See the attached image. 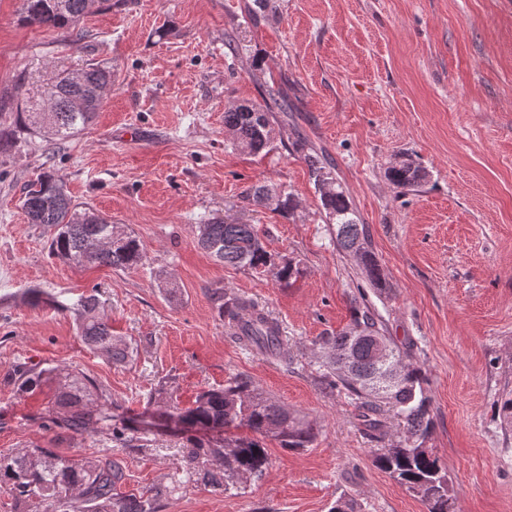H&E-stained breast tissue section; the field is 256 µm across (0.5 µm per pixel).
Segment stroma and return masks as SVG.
I'll return each mask as SVG.
<instances>
[{
    "label": "stroma",
    "mask_w": 512,
    "mask_h": 512,
    "mask_svg": "<svg viewBox=\"0 0 512 512\" xmlns=\"http://www.w3.org/2000/svg\"><path fill=\"white\" fill-rule=\"evenodd\" d=\"M250 23L253 0H118L90 10L85 37L26 24L21 0H0V97L18 77L37 85L89 61L112 69L94 122L55 152L41 143L0 153V453L36 445L62 457L117 462L118 488L138 495L178 482L161 512H427L421 497L380 469L345 390L324 384L319 339L350 325L365 295L410 362L426 373L427 442L448 473L459 512H512V0H274ZM235 36L229 50L226 36ZM289 109L273 115L258 154L236 149L224 113L262 104L266 86ZM312 148L367 224L386 287L365 288L336 246L303 159ZM428 171L415 190L386 168L400 153ZM74 200L135 234L145 265L115 272L52 258L51 233L28 223L21 189L46 170ZM281 185L287 215L245 201ZM216 217L257 225L276 259L300 273L214 261L197 227ZM67 301L93 293L112 334L132 349L111 361L80 336L74 315L31 305L30 289ZM243 294L275 319L284 357L239 343L214 289ZM90 378L115 415L150 412L148 446L120 448L111 430L80 438L50 425L55 387L24 393L19 370ZM245 378L309 424L298 450L265 438L269 464L245 493L181 480L191 439L248 436L169 417L204 391Z\"/></svg>",
    "instance_id": "35a3bbf8"
}]
</instances>
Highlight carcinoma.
<instances>
[{"instance_id":"carcinoma-1","label":"carcinoma","mask_w":512,"mask_h":512,"mask_svg":"<svg viewBox=\"0 0 512 512\" xmlns=\"http://www.w3.org/2000/svg\"><path fill=\"white\" fill-rule=\"evenodd\" d=\"M89 8L90 0H22L21 14L29 25L65 29L80 41L84 34L77 25ZM111 81V70L96 63L75 71L59 70L35 91L19 78L15 87L16 121L9 131L12 144H26L38 135L55 146L68 140L95 119ZM263 101L262 106L238 105L224 112V127L231 132L233 145L253 154L271 142V113L280 110L282 99L276 90L269 89ZM304 160L321 208L336 224V246L357 260L361 274L372 287H386L365 225L349 198L316 153L305 154ZM426 176L425 168L410 158L393 163L386 171L390 183L409 190L421 185ZM245 199L258 206L272 205L282 214L296 207L293 194L282 186L255 185L246 192ZM21 208L29 223L53 230L51 254L78 268L125 271L146 261L137 237L122 232L91 206L76 202L64 179L54 172H44L23 187ZM197 240L208 256L225 265L271 267L277 281L286 285L299 274L291 262H275L254 224L221 219L200 224ZM215 301L219 317L238 341L267 355H280L281 329L265 309L243 295L222 289L215 292ZM72 309L77 312L79 330L88 345L115 361L128 356L127 348L112 337V326L100 316L96 295H80ZM380 344L387 348V365L380 361ZM322 345L327 350L328 385L354 397L358 419L367 435L385 439L390 413L403 425V439L376 456L378 466L420 495L428 512H457L449 494L446 469L426 446L432 421L425 395V372L405 361L408 352L385 336L381 316L367 303L357 301L351 327L323 337ZM50 374L49 369L36 374L24 371L21 384L33 393L43 376ZM91 386L90 380L76 377L72 384L61 387L54 405L63 415L51 422L83 437L98 433L101 423L114 419L106 404L93 401ZM177 416L207 428L245 427L254 434L252 438L226 439L222 444L196 441L182 449L184 478L191 480L214 461L218 471L206 475L214 488L225 493L241 488V475L259 477L267 468L268 456L260 439L271 435L281 447L290 449L305 448L312 440L310 426L291 417L284 407L241 377L228 380L221 389L200 393L193 405L177 412ZM112 440L123 448H133L143 437L114 426ZM123 479V471L114 463L77 461L42 450L0 454V489L8 490L19 501L35 499L44 503V512H158L161 503L176 490L174 485H157L145 495L126 497L117 492Z\"/></svg>"}]
</instances>
